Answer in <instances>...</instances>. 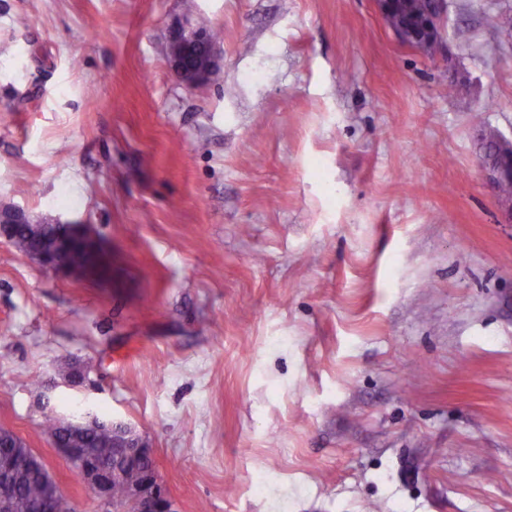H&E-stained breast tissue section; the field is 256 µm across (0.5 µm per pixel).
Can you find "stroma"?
Returning a JSON list of instances; mask_svg holds the SVG:
<instances>
[{
    "label": "stroma",
    "mask_w": 512,
    "mask_h": 512,
    "mask_svg": "<svg viewBox=\"0 0 512 512\" xmlns=\"http://www.w3.org/2000/svg\"><path fill=\"white\" fill-rule=\"evenodd\" d=\"M185 15L223 83L171 71ZM483 127L512 137V0H445L428 50L377 0H0V206L91 225L111 264L0 240V427L80 512L45 414L134 426L179 512H512Z\"/></svg>",
    "instance_id": "obj_1"
}]
</instances>
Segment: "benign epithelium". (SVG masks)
<instances>
[{"label": "benign epithelium", "mask_w": 512, "mask_h": 512, "mask_svg": "<svg viewBox=\"0 0 512 512\" xmlns=\"http://www.w3.org/2000/svg\"><path fill=\"white\" fill-rule=\"evenodd\" d=\"M438 30L436 17L427 13L420 20L417 31H399L397 36L411 45L427 48L437 41ZM219 48L220 45L212 40L207 30L186 19L169 31L167 60L186 86L196 87L207 82L209 72L219 67ZM486 135L488 142L495 147L499 160L488 162L480 157L478 166L487 186L495 192L504 178H512V141L492 130L487 131ZM19 224H44L50 229L45 245L31 254V258L41 266L54 272L76 274L84 278L105 275L107 248L90 225L63 222L59 219L47 221L15 205L0 208L1 238L12 241ZM75 251L85 255L83 264L77 265L70 261V255ZM101 423L112 426L118 457L145 465L142 479L125 484L118 496L113 495L112 484L123 478L119 463L93 461L85 457L79 449L70 448L61 440V436L67 433L95 427ZM50 439L52 447L69 462L80 481L94 495L100 512H127L129 504L137 505L138 512H177L174 501L168 496L161 481L153 448L143 435L128 424L97 416L74 417L58 422ZM39 512L80 510L65 495L59 484L52 480L47 482V491L40 503Z\"/></svg>", "instance_id": "benign-epithelium-1"}]
</instances>
